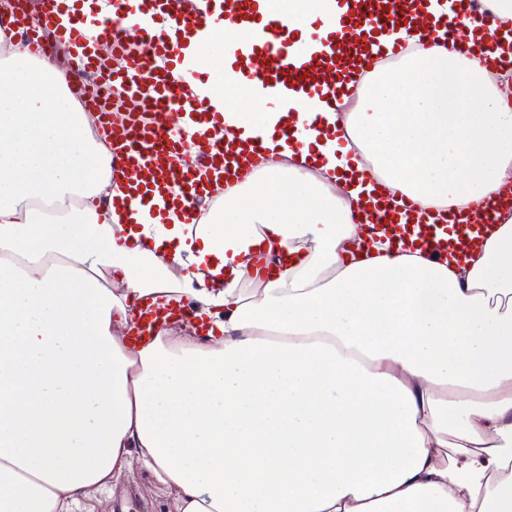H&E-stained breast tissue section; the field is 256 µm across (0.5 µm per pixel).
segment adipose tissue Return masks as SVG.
<instances>
[{
  "label": "adipose tissue",
  "mask_w": 512,
  "mask_h": 512,
  "mask_svg": "<svg viewBox=\"0 0 512 512\" xmlns=\"http://www.w3.org/2000/svg\"><path fill=\"white\" fill-rule=\"evenodd\" d=\"M193 5L190 86L271 161L192 235L120 204L68 73L0 29V512L110 500L136 464L176 512H512V211L460 262L347 246L375 185L434 224L511 185L506 96L431 44L344 112L248 80L259 27ZM344 12L289 0L295 52ZM184 296L207 338L126 344L141 304Z\"/></svg>",
  "instance_id": "ef3b65f1"
}]
</instances>
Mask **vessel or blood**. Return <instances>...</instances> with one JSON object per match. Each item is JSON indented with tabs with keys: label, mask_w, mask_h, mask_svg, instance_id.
<instances>
[{
	"label": "vessel or blood",
	"mask_w": 512,
	"mask_h": 512,
	"mask_svg": "<svg viewBox=\"0 0 512 512\" xmlns=\"http://www.w3.org/2000/svg\"><path fill=\"white\" fill-rule=\"evenodd\" d=\"M189 0H109L111 15H102L87 0H40L37 13L0 19V28L24 27L30 51L50 37L63 47L74 75L98 72L112 83L117 94L112 104H89L99 115L104 136L112 151V180L121 184L132 199L150 206V215L160 224L183 214L191 228L207 223L200 205L210 185L226 192L246 182L267 158L263 139L242 143L224 130V114L210 107L189 84L175 78L184 59L174 35H191L206 29L207 17L189 8ZM346 31L327 37L336 61L323 57L301 58L291 50L285 17L262 12L261 0H224L225 13L261 24L265 41L260 52L250 56L247 76L267 84L301 86L316 92L333 88L344 99L356 98L360 81L369 68L384 60L399 58L414 45L416 36L443 43L460 52L478 47L488 66L512 63L501 50L492 20L472 12V0H456L455 17L427 21L416 7L417 0H347ZM132 26H125L127 18ZM108 44L112 56L122 62L119 70L107 67L100 54ZM175 111H168V104ZM203 117L205 131L190 129L185 121ZM161 204H154V197ZM500 200H483L470 211L449 210L457 225L454 237H439L427 212L403 195L383 198L375 194L356 203L361 218L360 236L373 239L384 234L390 241L415 239L428 255L465 258L500 210Z\"/></svg>",
	"instance_id": "1"
}]
</instances>
